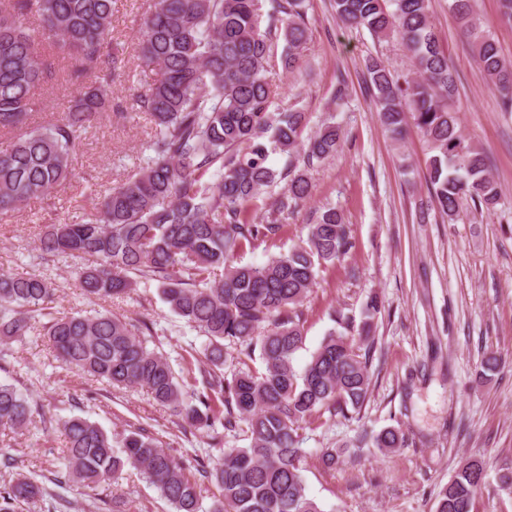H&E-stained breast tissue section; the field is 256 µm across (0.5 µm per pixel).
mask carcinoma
I'll return each instance as SVG.
<instances>
[{
  "instance_id": "1",
  "label": "carcinoma",
  "mask_w": 512,
  "mask_h": 512,
  "mask_svg": "<svg viewBox=\"0 0 512 512\" xmlns=\"http://www.w3.org/2000/svg\"><path fill=\"white\" fill-rule=\"evenodd\" d=\"M261 0H152L138 38V59L155 78L134 101L151 116L155 133L145 166L101 198L80 223L45 226L42 255L67 256L82 293L112 300L155 280L169 309L206 336L202 389L187 394L163 355L143 337L147 322L109 313H72L51 319L45 336L65 367L114 387H140L177 416L184 427L241 431L245 447L224 449L197 475L138 427L121 440L102 425L69 417L62 427L63 478L96 487L134 468L173 505L175 512H321L301 474L305 450L301 423L321 410L347 413L367 400L373 321L380 311L370 297L357 335L332 331L302 370L301 304L322 267L351 248L347 224L334 208L309 225L307 243L262 264L231 260L257 241L277 235L278 215L311 196L304 172L335 154L343 134L328 123L303 138V112L270 111L274 91L267 77L270 36L283 39L281 64L293 72L307 41L304 0H281L264 16ZM336 17L365 27L406 48L412 75L398 78L378 58L365 66L381 124L399 139L412 122L432 155L426 167L430 202L453 220L464 201L490 207L500 192L490 158L461 133L453 110L458 88L430 17V0H335ZM450 10L470 40L477 62L501 107L512 112V62L482 29L473 0H451ZM112 0H0V134H14L0 150V215L64 187L82 135L112 112L108 86L122 72L111 50ZM67 54L69 82L82 85L68 112L47 126L24 130L50 76L44 51ZM292 157L276 170L271 155ZM286 192L262 221L249 217L253 202L277 181ZM51 281L0 273V342L34 329L53 302ZM240 346V368L226 375L224 342ZM260 360L261 369L248 362ZM224 403L218 410L216 402ZM32 410L13 385L0 383V427L31 422ZM400 429L373 437L376 448L405 445ZM486 463L470 457L438 495L435 512H472ZM219 490L202 506L197 477ZM46 495L42 481L17 474L0 490V512Z\"/></svg>"
}]
</instances>
